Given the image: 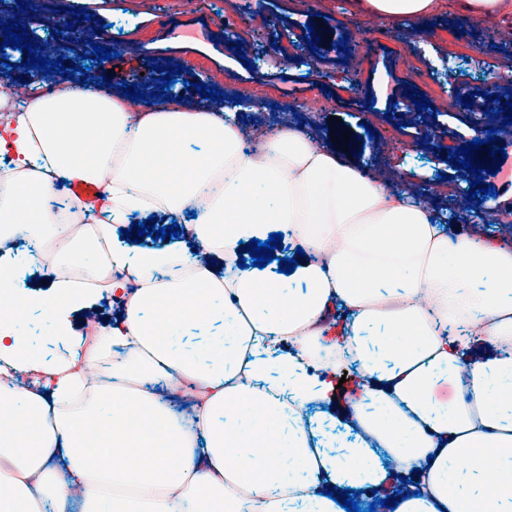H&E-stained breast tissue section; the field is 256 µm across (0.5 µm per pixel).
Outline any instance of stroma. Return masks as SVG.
I'll use <instances>...</instances> for the list:
<instances>
[{"label": "stroma", "instance_id": "1", "mask_svg": "<svg viewBox=\"0 0 512 512\" xmlns=\"http://www.w3.org/2000/svg\"><path fill=\"white\" fill-rule=\"evenodd\" d=\"M74 2L90 10L97 22L94 44L120 51L96 68L98 75L110 78L104 92L120 91L125 83L155 85L159 74L152 64L169 61L184 68L170 93L187 107L199 101L196 87L201 83L229 96L243 89L262 102L263 115L274 122L285 101L304 102L316 94L318 105H305L291 115L292 124H305L322 139L336 127L348 128L358 138L359 164L386 171L394 192L432 189L437 220L444 224L452 223L474 179L455 166L449 153L473 141L474 114L490 110V101L482 96L487 72L512 59L511 35L491 38L486 34L489 21L449 16L448 0H436L431 27L417 37L403 39L395 33L396 21L377 17L365 42L349 21L359 11L358 0H349L344 8L336 0H316L311 9L301 0H251L249 19L231 41L224 38L226 0H213L201 13L181 9V0ZM185 24L202 31V38L173 37V30ZM310 30L318 38L313 46L304 40ZM356 56L364 60L365 95L351 94L343 82L313 91L312 68L339 71ZM453 80L467 85L472 106L459 109L448 100L445 91ZM416 93L429 99V109H416ZM370 129L375 137H367ZM389 135L402 142L401 150L383 149L381 142ZM483 181L493 185L494 193L479 195L480 207L501 214L500 224L487 230L496 246L512 225V149L497 174L484 175Z\"/></svg>", "mask_w": 512, "mask_h": 512}]
</instances>
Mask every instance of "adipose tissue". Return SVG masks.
Masks as SVG:
<instances>
[{
  "label": "adipose tissue",
  "mask_w": 512,
  "mask_h": 512,
  "mask_svg": "<svg viewBox=\"0 0 512 512\" xmlns=\"http://www.w3.org/2000/svg\"><path fill=\"white\" fill-rule=\"evenodd\" d=\"M422 22L434 0H366ZM0 136V242L64 230L42 259L0 253V505L23 512H345L326 487L369 492L411 478L395 512H472L495 488L512 512V247L451 235L429 205H405L346 159L284 126L245 153L235 115L207 103L136 108L123 94L40 93ZM203 142L205 156L175 146ZM97 186L91 228L59 226L61 184ZM178 223L158 247L120 239L131 216ZM293 228L290 275L239 267L242 245ZM121 295L113 324L78 320ZM197 299L216 331L189 344ZM353 314L325 345L330 313ZM41 316L45 341L24 319ZM463 334L441 335L448 324ZM358 361L357 400L334 380ZM30 377L17 386V376ZM194 387L187 427L146 378ZM320 412L305 417L308 405ZM151 423L142 460L159 491L99 465L96 441ZM355 430L354 441L337 427Z\"/></svg>",
  "instance_id": "adipose-tissue-1"
}]
</instances>
